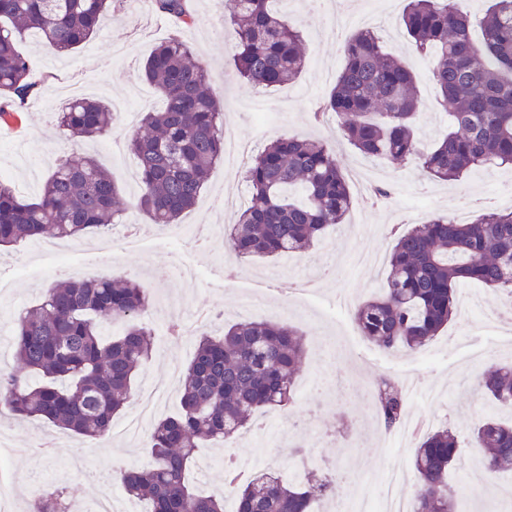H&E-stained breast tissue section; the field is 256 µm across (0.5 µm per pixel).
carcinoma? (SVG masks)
I'll list each match as a JSON object with an SVG mask.
<instances>
[{
    "label": "carcinoma",
    "instance_id": "carcinoma-1",
    "mask_svg": "<svg viewBox=\"0 0 512 512\" xmlns=\"http://www.w3.org/2000/svg\"><path fill=\"white\" fill-rule=\"evenodd\" d=\"M276 0H227L238 75L260 89L293 82L305 66L299 31L274 7ZM112 0H0V122L17 119L18 106L39 94L17 42L29 31L47 49L67 55L89 41L111 13ZM152 8L181 28L195 21L193 0H153ZM400 23L417 50L432 58L431 79L448 133L419 148L416 77L360 29L345 41L343 66L322 108L344 117L341 135L362 156L403 163L418 160L430 176L460 181L489 167L512 166V0H488L473 15L459 0H407ZM164 107L142 114L126 147L137 164L139 192L126 198L112 175L90 155L56 164L34 199L0 179V245L48 233L77 239L101 229L129 206L157 225L175 224L192 208L212 168L224 155V107L209 75L178 36L158 43L142 68ZM76 141L112 132V107L83 96L56 116ZM250 204L224 225L225 244L237 257L280 256L303 250L341 224L351 206L347 177L332 143L280 137L246 167ZM383 288L352 309L364 340L389 351L415 352L453 319L460 286L477 281L512 295V210L487 212L466 224L446 214L395 235ZM150 289L118 277L64 279L21 316L12 346L18 368L0 372V411L41 418L89 440L111 433L112 420L151 357L145 315ZM125 327L106 330L112 320ZM306 358L303 333L266 318H245L206 331L183 372L180 410L158 419L147 438L152 463L119 473L127 495L150 512H224V499L196 494L185 481L194 448L244 431L257 410L293 398ZM491 410L472 431L490 474L512 473V365L479 383ZM374 406L386 429L405 411L397 380L381 378ZM461 458L457 436L437 430L421 436L414 459L418 492L413 512H466L448 477ZM331 488L309 471L297 482L261 476L236 487V512H312ZM32 512H66L57 491L38 498Z\"/></svg>",
    "mask_w": 512,
    "mask_h": 512
}]
</instances>
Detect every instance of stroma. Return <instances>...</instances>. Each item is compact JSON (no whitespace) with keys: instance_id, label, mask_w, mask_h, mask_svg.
Masks as SVG:
<instances>
[{"instance_id":"obj_1","label":"stroma","mask_w":512,"mask_h":512,"mask_svg":"<svg viewBox=\"0 0 512 512\" xmlns=\"http://www.w3.org/2000/svg\"><path fill=\"white\" fill-rule=\"evenodd\" d=\"M331 0H278L276 8L300 31L306 45L307 62L299 78L283 87L265 91L235 76L233 62L227 52L224 22V0H194L196 21L182 28L181 34L194 55L206 67L211 85L224 105V124L231 127L239 140L248 143L252 152H260L273 139L281 136L301 138L331 137L339 130L341 120L331 116L329 123L314 119L322 96L334 85L343 61V43L349 29L333 30L329 14ZM379 11L375 33L386 51L409 62L417 76L420 96L417 136L421 148H429L443 137L445 121L437 104V91L431 81L429 67L413 58V45L406 32L394 23L399 10L392 0H374ZM173 30L168 19L154 12L134 8L130 0H121L111 21L75 52L57 56L38 43L36 34H27L19 42L20 52L28 59L33 74L42 79V91L30 98L22 109L20 121L0 123V179L10 182L22 196L36 198L57 161L72 152V146L56 122V114L65 98L52 97L55 89L83 86L91 98L119 104L131 85H138L144 99V111L159 109L162 98L153 86L143 81L140 67L155 43L167 38ZM125 46L127 54L118 63L109 59L112 45ZM127 130L117 126L105 143L89 144L88 149L109 170L124 195L135 196L128 167L134 158L125 146ZM242 166L217 164L195 205L180 218L184 224L234 223L237 211L218 213L213 208L216 196H247ZM368 176L374 181L392 183L395 193L388 205L372 207L360 193H352V204L343 223L330 227L325 237L312 249L294 256L257 259L246 263L235 282L223 276L227 260L223 236H216L205 249L191 241H166L158 237L157 228L144 214L130 210L121 221L137 225L140 233L130 244L118 246L108 267L89 266L85 260L92 250L94 238L71 243L56 255L42 250L40 241L25 240L0 247V328L12 333L15 320L36 304L49 288V281H36L35 276L52 264H65L79 270L82 278L105 275L125 276L150 288L166 282L169 290L191 297L196 306L220 311L225 323L240 319L238 310L242 295L262 299L263 317H271L283 299L280 284L289 279H304L318 273L325 261H333L335 275L324 283L318 297L292 294L291 310L286 324L305 334L306 359L302 374L311 385L295 393L291 403L275 410L273 415L256 412L255 423L272 417L273 423L265 439L266 463L262 472L277 476L293 469L296 446L310 444V452L326 466L333 481L330 496L317 501L316 512H326L328 505L345 502L355 489L366 494L368 512H379L382 499L377 488L388 467L413 470L415 448H394L377 437L379 420L373 415L369 401L361 395L363 381L389 375L399 379H420L440 394L435 403L414 399L408 413L444 415L445 425L467 435L483 420V398L477 393L484 372L492 366L512 361V330L491 328L480 315L469 320L454 318L429 349L437 358L435 364L422 365V353L392 357L390 352L367 344L352 317L338 309V295L355 292L360 299L376 294L386 276V267L371 269L350 262L356 252H390L392 241L388 229L395 224H418L430 216L461 208L478 214L479 206L471 204V194L488 195L493 210L512 209V168H492L469 175L460 183L432 179L414 163L397 164L383 159L371 162ZM198 271L196 279L171 281L167 255ZM148 320L155 332L152 358L138 372L132 383L133 393L146 384L163 383L170 378L172 364L186 366L192 359L195 340L170 343L163 336L162 321L156 315ZM136 413L128 405L112 423L113 432L103 442L75 437L61 429L32 419L19 422L0 419V438L16 447L17 455L0 464V483L13 485L11 498L0 497V512H27L29 491H61L67 503L82 512H93L95 502L105 484L116 481L124 469L146 466L151 461L143 438H123L120 428ZM252 431H245L222 445L207 443L197 448L190 468V483L201 493L224 498L225 512H234L235 495L224 487L225 459L244 464L257 450ZM478 449H465L461 462L452 472L458 494L468 512H506V504L493 490L474 494L479 461Z\"/></svg>"}]
</instances>
